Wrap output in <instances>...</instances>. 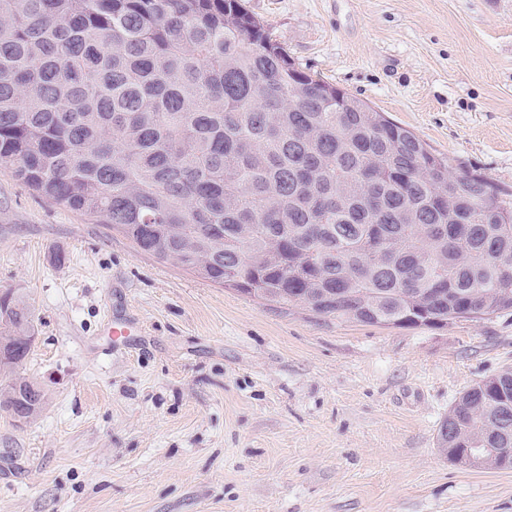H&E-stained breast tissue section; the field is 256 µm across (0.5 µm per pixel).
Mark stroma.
Wrapping results in <instances>:
<instances>
[{
  "label": "stroma",
  "instance_id": "stroma-1",
  "mask_svg": "<svg viewBox=\"0 0 512 512\" xmlns=\"http://www.w3.org/2000/svg\"><path fill=\"white\" fill-rule=\"evenodd\" d=\"M296 66L512 191V0H245ZM34 309L0 512H512L437 446L512 369V311L385 327L274 310L137 251L0 166V294ZM142 332L114 346L111 321ZM17 385H20V387L25 386L26 388H25V390H23L20 393L19 398L17 400H14L13 395L16 392ZM31 386L33 387V390H35V391H36V389L34 388V386L40 387L37 383L31 382L24 377H15L14 379H12V382H9V384L7 385V388H4V390L3 391L1 390V392H0V407H1V409L5 408V410L9 413V415L12 416L13 412L12 413L10 412L11 407L12 406L14 407L13 408V411H14L18 407L23 405V399L26 398V394L30 391L27 389H29ZM40 389L42 392L40 401L36 405L28 404V406L26 408H24L26 410L27 417H33L37 413V411H39L41 409V407L44 403L45 393L41 387H40ZM32 405H35V407L37 409L35 408L34 412L32 414H30ZM13 421L17 426H22L28 422V418H26L25 415L22 413L16 414L14 412Z\"/></svg>",
  "mask_w": 512,
  "mask_h": 512
}]
</instances>
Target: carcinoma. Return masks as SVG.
<instances>
[{"instance_id":"cac0c4a2","label":"carcinoma","mask_w":512,"mask_h":512,"mask_svg":"<svg viewBox=\"0 0 512 512\" xmlns=\"http://www.w3.org/2000/svg\"><path fill=\"white\" fill-rule=\"evenodd\" d=\"M0 166L272 308L393 327L512 309V192L296 67L241 0H0ZM0 311L9 375L33 312ZM438 441L512 450V371L465 391Z\"/></svg>"}]
</instances>
